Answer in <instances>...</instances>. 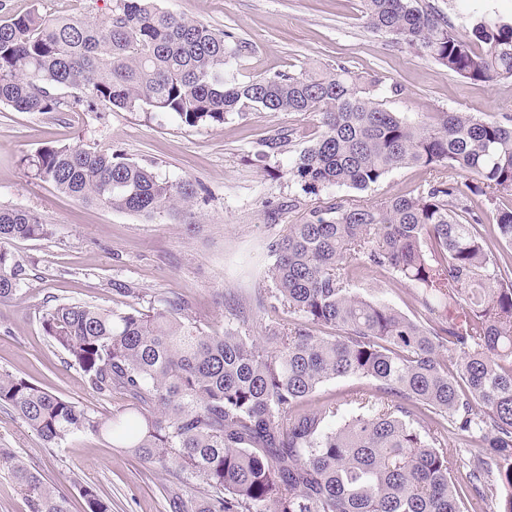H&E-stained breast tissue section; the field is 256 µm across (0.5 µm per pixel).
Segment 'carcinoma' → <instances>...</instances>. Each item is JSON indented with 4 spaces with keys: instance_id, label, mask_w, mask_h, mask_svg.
I'll use <instances>...</instances> for the list:
<instances>
[{
    "instance_id": "cac0c4a2",
    "label": "carcinoma",
    "mask_w": 512,
    "mask_h": 512,
    "mask_svg": "<svg viewBox=\"0 0 512 512\" xmlns=\"http://www.w3.org/2000/svg\"><path fill=\"white\" fill-rule=\"evenodd\" d=\"M367 27L473 82L512 78V23L474 17L458 34L418 0H362ZM230 34L158 6L112 0L90 23L36 10L0 20V104L17 112L111 107L221 125L247 109L317 112L323 130L290 174L305 192L365 190L392 170L418 166L475 177L435 180L413 196L375 205L329 200L268 244L270 310L288 321L267 336L237 327L209 332L187 302L106 310L55 304L44 336L78 367L100 399L126 403L90 412L0 370L5 405L48 447L90 432L143 463L172 464L198 480L187 495L163 488L168 512H467L499 498L512 512V125L465 112L413 122L383 109L344 66L226 77ZM78 94L65 96L63 90ZM34 179L82 202L152 216L191 205V180L159 177L117 152L46 145L23 158ZM495 206L485 224L466 192ZM52 234L30 210L0 208V303L20 296L29 268L9 248ZM367 272L408 288L414 316L353 291ZM368 378L355 409L310 404L324 383ZM342 416L335 427L329 419ZM476 438L468 483L448 437ZM0 466L30 512H66L59 489L0 448ZM86 512H112L95 484Z\"/></svg>"
}]
</instances>
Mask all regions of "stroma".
<instances>
[{
	"instance_id": "obj_1",
	"label": "stroma",
	"mask_w": 512,
	"mask_h": 512,
	"mask_svg": "<svg viewBox=\"0 0 512 512\" xmlns=\"http://www.w3.org/2000/svg\"><path fill=\"white\" fill-rule=\"evenodd\" d=\"M461 35L474 13L512 21V0H420ZM159 7L230 33L236 48L228 66L237 77L300 72L315 64L344 65L378 75V100L388 111L415 121L432 112H466L506 122L512 116V79L472 82L429 57L367 29L361 0H157ZM110 0H0V17L38 10L76 15L93 22ZM288 132L282 151L265 153L263 141ZM322 130L315 112L248 110L224 124L189 126L175 116L101 108L66 114L18 112L0 104V208L34 211L53 225L52 237L18 240L13 252L30 267L20 296L0 304V369L69 398L95 412L125 402L103 400L89 391L79 368L44 336L40 318L56 303H90L123 310L179 297L205 330L231 324L242 309L252 335L261 336L284 319L260 308L263 274L271 264L268 244L285 225L301 223L306 212L334 199L376 204L411 196L430 181L467 183L466 174L420 167L392 170L379 185L360 191L331 187L302 191L290 169ZM81 142L121 151L161 177L190 179L196 191L190 214L161 212L150 217L85 204L33 179L22 156L49 144ZM280 209L270 221V209ZM114 281L138 288V299L112 291ZM0 448L11 449L28 467L58 485L69 512H84L78 488L93 483L112 496V512H166L162 485L180 481L184 493L199 485L177 479L176 468L140 462L123 448L83 433L47 447L9 408L0 407Z\"/></svg>"
}]
</instances>
